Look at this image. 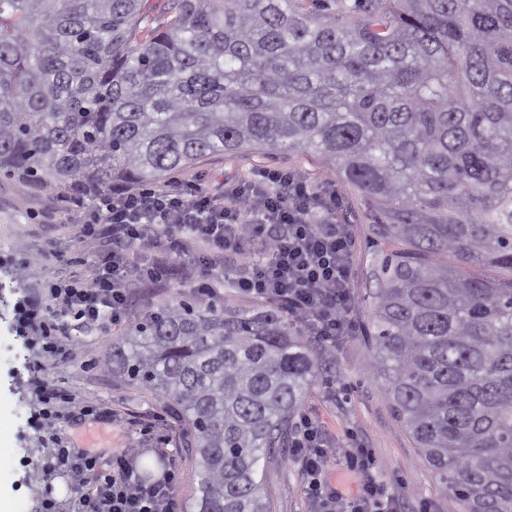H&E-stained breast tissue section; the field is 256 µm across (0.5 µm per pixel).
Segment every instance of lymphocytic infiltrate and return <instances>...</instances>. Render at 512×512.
Masks as SVG:
<instances>
[{"mask_svg": "<svg viewBox=\"0 0 512 512\" xmlns=\"http://www.w3.org/2000/svg\"><path fill=\"white\" fill-rule=\"evenodd\" d=\"M336 194L319 191L299 175L267 170L230 191L201 183L175 182L166 188L118 193L101 199L92 220L80 224L86 237L95 225L108 224L112 236L96 255L89 283L46 279L40 297L18 301L15 311L31 331L38 355L51 360L52 372L32 379L40 404L64 395L61 370L70 358L59 317L77 314L91 324L116 323L125 316L131 280L169 276L189 283L195 294L212 297L213 284L226 277L225 256L260 245V260L248 263L237 287L245 294L282 303L289 315L332 351L344 335L354 242L342 224ZM164 250H157L158 241ZM205 241L215 256L197 257L192 245ZM322 429L300 416L292 453L318 500V512H398V500L379 478L374 457L353 445L344 450L345 471L358 483L352 491L336 487L324 471ZM60 464L74 476L76 512H174L175 473L146 485L129 469L127 452L107 458L62 452Z\"/></svg>", "mask_w": 512, "mask_h": 512, "instance_id": "f902f5d3", "label": "lymphocytic infiltrate"}]
</instances>
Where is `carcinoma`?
<instances>
[{"label":"carcinoma","mask_w":512,"mask_h":512,"mask_svg":"<svg viewBox=\"0 0 512 512\" xmlns=\"http://www.w3.org/2000/svg\"><path fill=\"white\" fill-rule=\"evenodd\" d=\"M0 0V174L95 200L298 152L375 203L372 369L448 512H512V0ZM321 370L277 302L136 314L112 371L167 401L196 512H272Z\"/></svg>","instance_id":"1"}]
</instances>
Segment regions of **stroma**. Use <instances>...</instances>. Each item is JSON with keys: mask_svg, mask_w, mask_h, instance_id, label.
I'll return each instance as SVG.
<instances>
[{"mask_svg": "<svg viewBox=\"0 0 512 512\" xmlns=\"http://www.w3.org/2000/svg\"><path fill=\"white\" fill-rule=\"evenodd\" d=\"M262 170L300 173L314 187L336 190L342 199L343 220L355 241L348 331L337 341L334 355H322L324 371L302 406L326 433L330 477L339 479L342 453L352 443L372 451L383 479L409 512L423 507L448 512L438 481L393 414L383 379L369 369L367 333L373 290L369 270L377 249L369 227L381 219L377 209L361 194L348 190L334 169L300 153L249 152L234 159L216 155L176 172L175 177L229 187ZM79 221L72 198L50 187L0 176V512H12L17 503L23 512H41L47 496L54 499L57 512H73L70 473L59 470L43 476L35 472L52 446L30 426L40 410L29 389L35 354L27 338L16 330L14 305L22 296L37 294L51 276L91 281L93 271L87 259L98 241L93 236L75 237L74 226ZM26 259L30 267L17 272V265ZM126 327L123 321L100 326L66 321L74 356L63 376L72 401L61 407L58 437L69 451L104 458L131 449L129 462L135 474L154 481L176 470L177 512H192L198 495V466L190 434L160 398L128 385L107 364L113 342ZM265 482L274 492L275 512H316L318 504L291 458L269 463Z\"/></svg>", "mask_w": 512, "mask_h": 512, "instance_id": "35a3bbf8", "label": "stroma"}]
</instances>
